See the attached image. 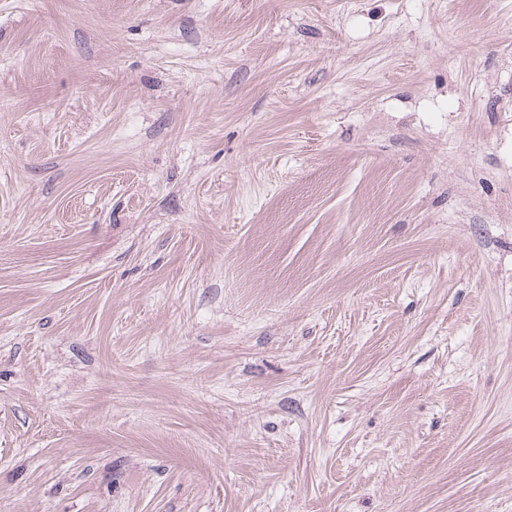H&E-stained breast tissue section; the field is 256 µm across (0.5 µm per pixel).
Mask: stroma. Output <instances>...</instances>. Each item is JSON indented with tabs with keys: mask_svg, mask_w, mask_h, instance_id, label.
Segmentation results:
<instances>
[{
	"mask_svg": "<svg viewBox=\"0 0 512 512\" xmlns=\"http://www.w3.org/2000/svg\"><path fill=\"white\" fill-rule=\"evenodd\" d=\"M0 512H512V0H0Z\"/></svg>",
	"mask_w": 512,
	"mask_h": 512,
	"instance_id": "35a3bbf8",
	"label": "stroma"
}]
</instances>
